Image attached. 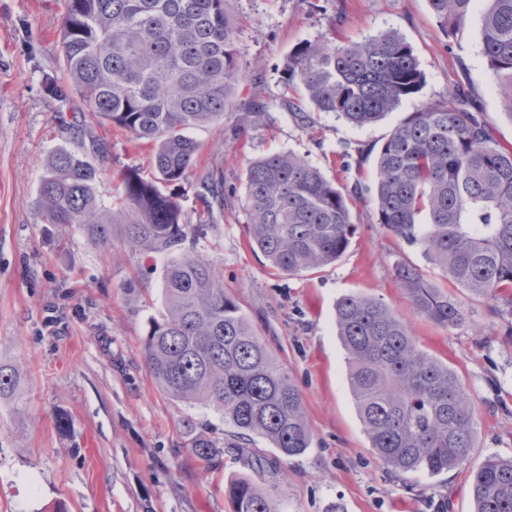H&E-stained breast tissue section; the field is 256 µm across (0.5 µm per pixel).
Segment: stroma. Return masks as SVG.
<instances>
[{"mask_svg":"<svg viewBox=\"0 0 512 512\" xmlns=\"http://www.w3.org/2000/svg\"><path fill=\"white\" fill-rule=\"evenodd\" d=\"M247 77L223 120L191 130L200 159L224 178V214L192 245L212 261L224 289L299 389L313 443L286 458L263 439L250 449L269 461L251 470L233 454L219 465L184 446L185 423L232 441L234 430L211 409L172 403L143 360L161 283L179 251L107 249L46 223L38 203L48 157L83 152L90 137L107 145L97 158L104 203L118 174L148 170L144 143L92 125L81 135L60 115L84 108L78 95L58 101L59 39L65 0H0V364L20 366V393L0 399V512H232L224 493L234 478L276 489L278 512H472L469 474L486 459L512 457V321L493 300L457 289L464 317L443 327L417 313L395 277L420 267L437 286L445 274L418 247L377 222L376 159L391 130L422 104L464 92L512 144V115L496 93L482 52L484 8L458 35L448 34L428 0H232ZM392 31L414 49L421 92L374 124L355 127L333 113L304 125L280 106L282 69L298 43L327 37L363 42ZM262 111L254 121V111ZM290 152L318 166L347 197L355 234L327 267L296 276L274 273L249 246L244 210L249 160ZM346 294L384 301L420 349L456 371L474 397L477 445L467 462L436 476L392 473L376 456L358 417L336 333L335 305ZM70 419L58 429L57 415Z\"/></svg>","mask_w":512,"mask_h":512,"instance_id":"1","label":"stroma"}]
</instances>
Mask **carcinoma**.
I'll list each match as a JSON object with an SVG mask.
<instances>
[{
    "mask_svg": "<svg viewBox=\"0 0 512 512\" xmlns=\"http://www.w3.org/2000/svg\"><path fill=\"white\" fill-rule=\"evenodd\" d=\"M231 0H65L60 52L68 87L86 112L60 121L109 125L150 146L155 175L120 171L118 204L98 195L99 169L86 153L50 154L39 187L49 224L76 228L90 242L164 253L180 249L215 213H224V181L200 164L188 131L224 118L245 78ZM479 0H429L442 26L461 29ZM482 50L512 116V0H489ZM306 104L281 105L310 123L328 112L356 127L371 125L424 83L412 46L394 32L363 43L327 39L297 44L283 68ZM193 168L206 190V219H185L161 185L181 183ZM378 223L472 295L501 304L512 318V147L459 92L428 103L395 126L378 151ZM245 211L249 244L280 274L336 262L355 234L346 196L320 168L293 153L249 162ZM413 308L448 327L460 301L414 265L396 267ZM163 309L144 339V363L173 402L212 408L247 440L269 442L286 457L311 448L302 396L272 356L216 266L191 252L163 277ZM337 334L364 431L393 472L438 474L466 462L476 447L469 388L447 364L421 350L402 319L382 301L359 294L336 302ZM19 369L0 364V398L18 394ZM186 445L215 464L224 441L187 423ZM473 512H512V458H488L470 473ZM234 512H275L270 495L246 478L225 488Z\"/></svg>",
    "mask_w": 512,
    "mask_h": 512,
    "instance_id": "1",
    "label": "carcinoma"
}]
</instances>
